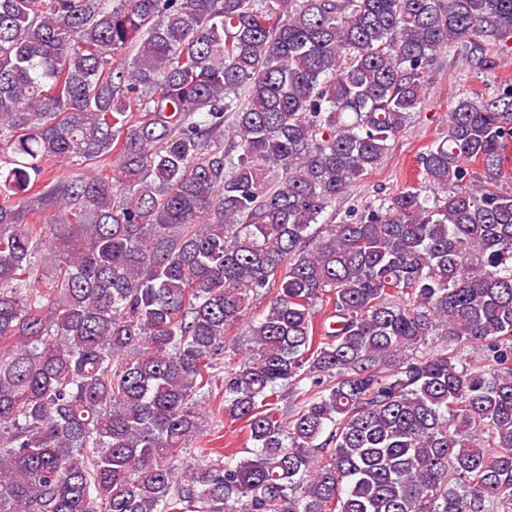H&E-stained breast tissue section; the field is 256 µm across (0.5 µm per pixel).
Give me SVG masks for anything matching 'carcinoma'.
Returning <instances> with one entry per match:
<instances>
[{"mask_svg":"<svg viewBox=\"0 0 512 512\" xmlns=\"http://www.w3.org/2000/svg\"><path fill=\"white\" fill-rule=\"evenodd\" d=\"M510 41L512 0H0V512H512V88L456 101L418 185L312 228L434 53ZM35 202L77 229L45 281ZM266 288L224 376L253 448L180 480ZM109 160L97 163L94 165L87 166L86 168L76 169L75 167L67 164L64 161H58L57 159L47 161L45 167L47 168V175L50 180H53V184L66 180L69 177L75 176L76 174L95 173L99 176H112V164H108ZM92 171V172H90Z\"/></svg>","mask_w":512,"mask_h":512,"instance_id":"cac0c4a2","label":"carcinoma"}]
</instances>
